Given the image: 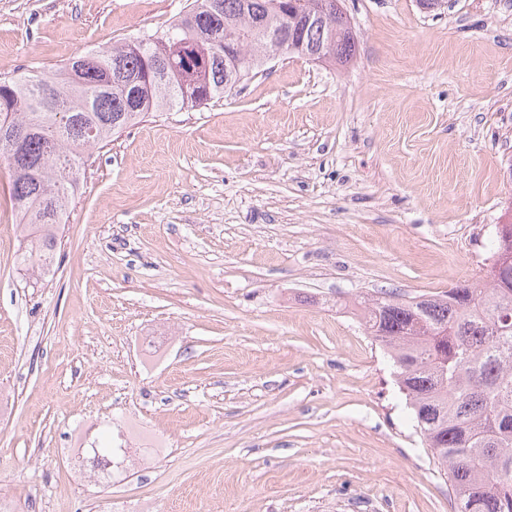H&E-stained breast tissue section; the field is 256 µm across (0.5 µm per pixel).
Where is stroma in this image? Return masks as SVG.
Masks as SVG:
<instances>
[{
    "instance_id": "1",
    "label": "stroma",
    "mask_w": 512,
    "mask_h": 512,
    "mask_svg": "<svg viewBox=\"0 0 512 512\" xmlns=\"http://www.w3.org/2000/svg\"><path fill=\"white\" fill-rule=\"evenodd\" d=\"M186 0H0V77L162 34ZM297 54L93 150L53 278L0 164L5 512H454L365 304L481 281L512 224V0H342ZM131 457L74 478L84 440ZM300 1L293 12V21L290 28L298 40L303 39L305 42H322L327 45L325 57L318 61H334L345 63L355 54V39L351 27L348 25L346 17L339 6L340 0H326L328 7V20L325 26L307 25L305 18L307 16L310 23L315 16L316 19L321 17V9L315 4H311L309 10L302 14L308 3L315 0H297ZM305 1L304 5H301Z\"/></svg>"
}]
</instances>
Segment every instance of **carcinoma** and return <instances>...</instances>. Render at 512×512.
<instances>
[{"instance_id":"obj_1","label":"carcinoma","mask_w":512,"mask_h":512,"mask_svg":"<svg viewBox=\"0 0 512 512\" xmlns=\"http://www.w3.org/2000/svg\"><path fill=\"white\" fill-rule=\"evenodd\" d=\"M272 0H189L186 11L143 47L121 42L78 54L52 74L0 79V127L27 130L18 156L0 144L10 173L9 198L19 215L21 270L39 278L53 271L60 226L66 223L88 151L135 125L148 112L199 107L257 70L272 46L255 31H275L282 17ZM311 0L297 5L290 28L298 39L327 45L325 59L355 54L351 27L327 0L324 26L305 22ZM234 29L244 56L224 66V30ZM204 68L183 90V62ZM489 279L451 288L440 298L377 302L364 320L387 349L396 382L436 462L448 474L455 512H512V252L496 240ZM111 442L91 443L85 458L94 475L112 479Z\"/></svg>"}]
</instances>
